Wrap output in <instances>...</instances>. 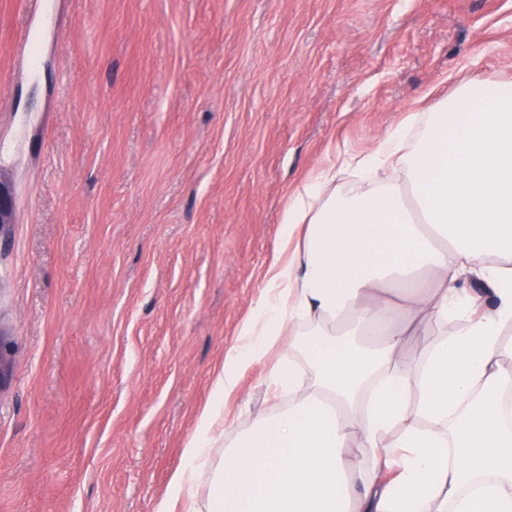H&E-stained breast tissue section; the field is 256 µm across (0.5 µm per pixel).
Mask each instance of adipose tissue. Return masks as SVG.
<instances>
[{
    "instance_id": "1",
    "label": "adipose tissue",
    "mask_w": 512,
    "mask_h": 512,
    "mask_svg": "<svg viewBox=\"0 0 512 512\" xmlns=\"http://www.w3.org/2000/svg\"><path fill=\"white\" fill-rule=\"evenodd\" d=\"M279 239L154 512H512V82L469 79L372 152L329 159L289 195ZM466 275L487 296L459 288ZM432 324L453 333L401 364ZM287 334L304 362L276 365L267 387L287 406L211 466L226 400ZM354 439L364 459L344 456Z\"/></svg>"
}]
</instances>
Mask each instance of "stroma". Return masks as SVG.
<instances>
[{
	"label": "stroma",
	"instance_id": "obj_1",
	"mask_svg": "<svg viewBox=\"0 0 512 512\" xmlns=\"http://www.w3.org/2000/svg\"><path fill=\"white\" fill-rule=\"evenodd\" d=\"M0 0V512H154L255 310L289 194L476 75L512 0ZM283 336L211 460L269 409ZM30 20L25 28L20 33L16 41V49L20 50L26 57L28 65L34 66V60L31 55V48L35 41L34 23L37 18L45 22H53L50 12V1L48 0H29Z\"/></svg>",
	"mask_w": 512,
	"mask_h": 512
}]
</instances>
